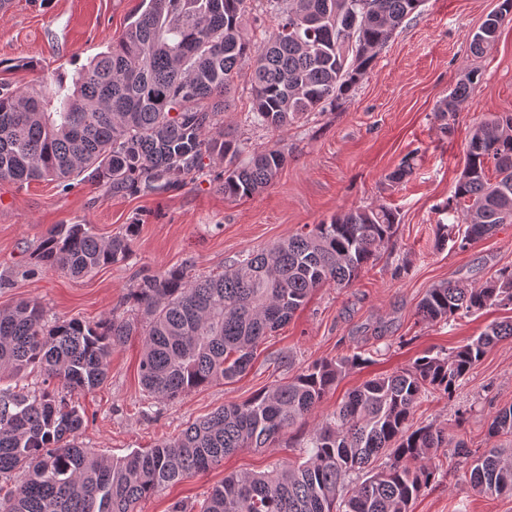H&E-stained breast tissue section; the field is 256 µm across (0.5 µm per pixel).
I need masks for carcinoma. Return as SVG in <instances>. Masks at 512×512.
<instances>
[{"label":"carcinoma","mask_w":512,"mask_h":512,"mask_svg":"<svg viewBox=\"0 0 512 512\" xmlns=\"http://www.w3.org/2000/svg\"><path fill=\"white\" fill-rule=\"evenodd\" d=\"M123 36L46 94L0 86V180L102 184L114 195L179 189L203 172L204 158L227 160L224 198L271 186L286 156L273 146L240 160L241 143L224 129L235 77L251 68L252 120L280 129L347 97L380 50L422 0H267L276 20L260 44L245 32L246 0H143ZM512 0L471 36L491 48ZM474 84L459 80L439 107L446 119ZM494 177H489V171ZM453 200L465 225L460 249L512 220V114L491 115L470 132ZM397 213L349 208L307 231L194 277L170 269L141 278L130 300L145 324L111 316L90 323L49 319L22 300L0 309V512H138L141 502L208 472L242 448H269L308 418L358 355L312 363L283 384L224 405L178 435L120 460L79 441L84 415L67 399L106 379L112 349L143 336L140 381L153 397L180 398L250 366L262 339L288 323L324 285L347 287L391 239ZM135 225L107 240L88 224H56L40 261L73 277L127 259ZM512 305V269L481 287L448 281L429 289L418 314L427 323ZM512 338V320L490 324L446 355L424 354L392 375L350 391L306 440L308 458L267 473L224 478L200 512H412L451 448L472 458L469 482L484 495L512 494V448L473 456L443 427H413L425 396H452L488 348ZM39 369L42 387L26 384ZM488 438L512 437V405L492 416ZM365 479L349 486L348 478Z\"/></svg>","instance_id":"obj_1"}]
</instances>
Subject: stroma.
Returning a JSON list of instances; mask_svg holds the SVG:
<instances>
[{"instance_id": "obj_1", "label": "stroma", "mask_w": 512, "mask_h": 512, "mask_svg": "<svg viewBox=\"0 0 512 512\" xmlns=\"http://www.w3.org/2000/svg\"><path fill=\"white\" fill-rule=\"evenodd\" d=\"M501 0H423L381 50L371 70L338 107L311 112L280 130L252 123L251 88L240 77L224 122L252 149L275 146L286 162L275 182L250 198L225 199L219 159L176 191L112 195L102 185L73 181L70 189L41 180H0V308L36 299L50 316L97 321L130 314L128 295L146 275L187 268L218 274L241 254L260 249L353 207L386 205L397 229L373 264L345 288L324 286L284 327L262 342L251 367L166 401L142 387L140 336L113 353L106 382L71 399L84 411L81 439L109 458L149 448L178 434L218 407L241 403L322 359L360 355L316 412L297 422L273 448H245L151 496L140 512H169L182 502L199 512L212 488L232 473L267 472L297 460L317 423L366 379L408 367L424 353L448 352L478 336L492 321L512 319V306L490 308L452 324H425L418 305L429 288L454 280L482 285L512 268V222L458 250L440 242L436 227L453 223L443 206L463 167L469 131L493 113H512V15L494 46L473 54L470 37ZM141 0H12L0 15V83L28 90L71 78L118 39ZM475 82L454 117L440 122L441 101L467 73ZM411 174L389 187L387 176L407 154ZM56 224H88L108 239L135 225L127 260L71 277L42 265L40 243ZM512 404V338L499 341L466 376L453 397L428 398L414 425L453 426L471 449L485 447L494 413ZM440 471L422 490L413 512H512V495L473 489L447 451Z\"/></svg>"}]
</instances>
